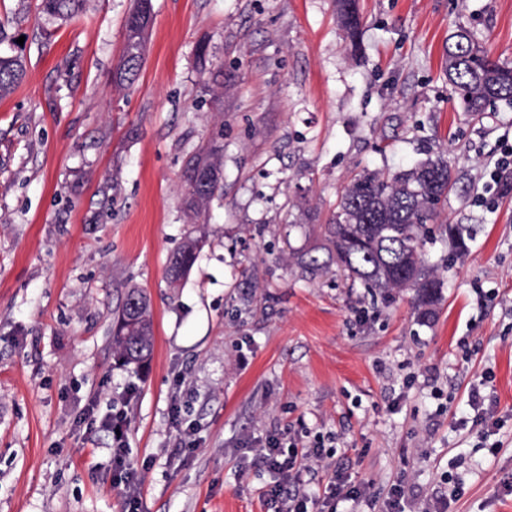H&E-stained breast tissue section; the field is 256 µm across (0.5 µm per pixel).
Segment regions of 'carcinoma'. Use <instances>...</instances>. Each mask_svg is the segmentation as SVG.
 Instances as JSON below:
<instances>
[{"label":"carcinoma","mask_w":512,"mask_h":512,"mask_svg":"<svg viewBox=\"0 0 512 512\" xmlns=\"http://www.w3.org/2000/svg\"><path fill=\"white\" fill-rule=\"evenodd\" d=\"M84 0H38V10L47 21H68L81 12ZM338 18L351 37H356L360 21L356 0H335ZM153 12L152 0H133L126 23L123 56L112 73L117 86L133 84L145 57L147 36L142 25ZM198 60L208 70L210 81L224 88V67L210 64L207 46L198 47ZM448 80L460 91L463 111L477 115L497 101L512 104V66L492 59L488 52L461 29L450 37L445 48ZM25 74L23 49L9 42L0 52V96L9 94ZM218 172L222 169L221 147L208 141L186 154L181 173L186 209L192 223H198L207 206L224 196L223 178L204 185L195 181L199 163ZM453 185L448 160L441 154L429 156L414 166L388 172H365L353 177L343 188L337 211L327 224V258L302 255L300 263L313 270H326L331 264L352 281L387 299L404 290L414 293L417 319L433 322L445 282L422 252L427 224L447 204ZM206 240L187 237L169 256L188 276ZM112 349L125 366L139 369L153 352V321L147 295L137 288L128 290L113 310Z\"/></svg>","instance_id":"cac0c4a2"}]
</instances>
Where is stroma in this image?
<instances>
[{
  "instance_id": "1",
  "label": "stroma",
  "mask_w": 512,
  "mask_h": 512,
  "mask_svg": "<svg viewBox=\"0 0 512 512\" xmlns=\"http://www.w3.org/2000/svg\"><path fill=\"white\" fill-rule=\"evenodd\" d=\"M131 5L86 0L49 24L36 0H0L27 60L0 98V512H124L100 429L123 399L141 512H267L255 449L320 441L309 512L336 472L364 492L337 512H382L398 487L402 512H512V192L482 201L512 106L463 112L443 60L463 27L512 61V0H358L357 53L334 0H153L140 76L117 89ZM202 42L224 67L219 103ZM210 139L224 198L200 227L180 173ZM437 153L454 184L424 247L445 280L433 324L411 293L387 302L297 264L354 174ZM444 224L468 227L462 258ZM200 229L168 287L170 254ZM133 287L154 332L137 373L111 335ZM476 391L496 425L474 423ZM206 240L204 237H194L188 236L182 244L169 256L168 264L173 261L178 263L183 268V277L181 281H176L172 279L179 278L181 275V270L176 265H170L168 267V275L172 278L170 279L168 276V282L171 286L179 285L184 279L189 275L192 267L196 263L203 247L205 246Z\"/></svg>"
}]
</instances>
